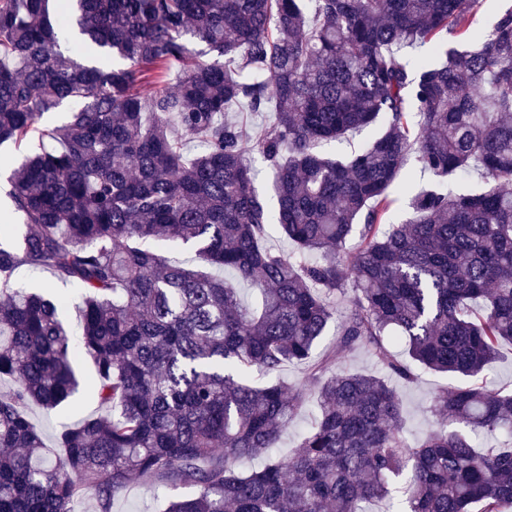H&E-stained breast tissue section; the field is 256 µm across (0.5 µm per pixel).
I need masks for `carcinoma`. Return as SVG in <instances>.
Masks as SVG:
<instances>
[{
    "instance_id": "obj_1",
    "label": "carcinoma",
    "mask_w": 512,
    "mask_h": 512,
    "mask_svg": "<svg viewBox=\"0 0 512 512\" xmlns=\"http://www.w3.org/2000/svg\"><path fill=\"white\" fill-rule=\"evenodd\" d=\"M303 2L0 0V147L24 153L8 197L25 225L0 240V512H110L134 477L193 489L165 512H368L398 478L404 512L512 508V393L485 379L512 346V6L476 31L479 0ZM233 105L275 121L251 135ZM371 125L350 157L320 150ZM413 153L485 189L420 190L396 223L388 189ZM277 232L293 252L266 247ZM20 267L81 285L79 339L64 299L14 286ZM212 268L254 286L256 307ZM333 321L336 351L312 359ZM358 347L383 374L333 371ZM79 357L110 415L64 430L58 452L29 409L72 402ZM290 363L316 420L243 473L306 401L252 376ZM414 365L466 382L432 398L440 428L410 444L388 378ZM250 159L253 167L258 170V179L255 184L259 194L271 204L272 198V173L264 163V161L257 154H250Z\"/></svg>"
}]
</instances>
